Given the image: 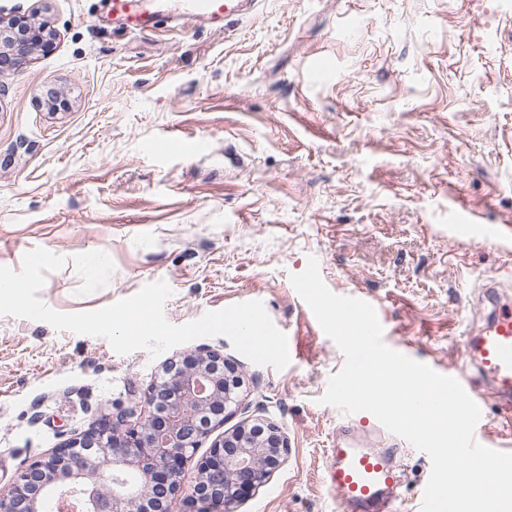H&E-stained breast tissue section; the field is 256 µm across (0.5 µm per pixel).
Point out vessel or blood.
Returning a JSON list of instances; mask_svg holds the SVG:
<instances>
[{
  "mask_svg": "<svg viewBox=\"0 0 512 512\" xmlns=\"http://www.w3.org/2000/svg\"><path fill=\"white\" fill-rule=\"evenodd\" d=\"M256 0H108L113 21L132 31L150 26L160 11L179 18L223 27L226 19L254 11ZM207 140L161 138L157 154L173 152L200 154ZM486 309L463 342L464 365L455 377L479 407L498 404L512 412V303L502 300L498 289L485 288ZM364 419L356 413L336 432V443L328 451L329 465L324 480L336 512H397L401 477L387 454L360 447L354 430Z\"/></svg>",
  "mask_w": 512,
  "mask_h": 512,
  "instance_id": "obj_1",
  "label": "vessel or blood"
}]
</instances>
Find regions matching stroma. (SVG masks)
<instances>
[{
  "label": "stroma",
  "mask_w": 512,
  "mask_h": 512,
  "mask_svg": "<svg viewBox=\"0 0 512 512\" xmlns=\"http://www.w3.org/2000/svg\"><path fill=\"white\" fill-rule=\"evenodd\" d=\"M105 0H0V15L49 22L50 53L0 76V266L45 248L64 259L39 293L60 312L106 307L165 281L166 320L262 301L297 349L283 370L223 336L240 405L185 465L244 422L276 423L288 454L231 512H335L323 483L346 416L321 404L345 363L289 276L316 257L334 293L375 304L411 359L462 364L487 282L512 299V240L452 230L455 212L512 225V0H260L223 29L161 15L129 32ZM328 68L315 81L312 64ZM66 98L49 110L50 92ZM207 152L159 157L169 133ZM177 350V351H180ZM177 351L117 354L103 338L0 316V490L30 463L139 401ZM394 450L400 512L429 457Z\"/></svg>",
  "instance_id": "1"
}]
</instances>
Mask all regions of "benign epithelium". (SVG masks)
I'll use <instances>...</instances> for the list:
<instances>
[{
  "mask_svg": "<svg viewBox=\"0 0 512 512\" xmlns=\"http://www.w3.org/2000/svg\"><path fill=\"white\" fill-rule=\"evenodd\" d=\"M47 22L0 16V67L52 49ZM242 378L216 350L168 361L144 398L105 417L21 471L0 491V512H171L187 453L224 424L239 403ZM288 452L272 422L244 423L215 442L197 464L192 501L214 512L268 482Z\"/></svg>",
  "mask_w": 512,
  "mask_h": 512,
  "instance_id": "obj_1",
  "label": "benign epithelium"
}]
</instances>
